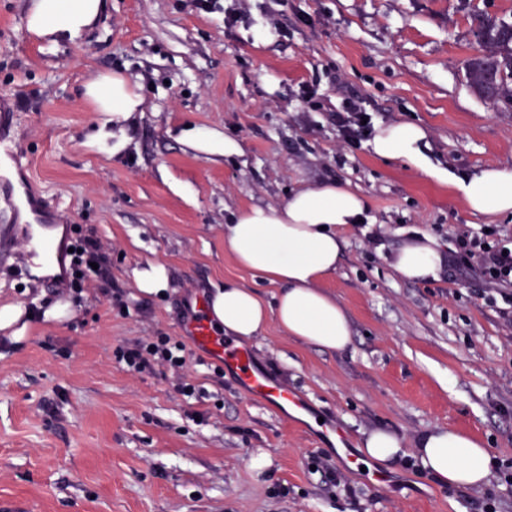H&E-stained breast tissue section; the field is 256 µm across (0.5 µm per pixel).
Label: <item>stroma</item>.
Returning a JSON list of instances; mask_svg holds the SVG:
<instances>
[{"label": "stroma", "mask_w": 512, "mask_h": 512, "mask_svg": "<svg viewBox=\"0 0 512 512\" xmlns=\"http://www.w3.org/2000/svg\"><path fill=\"white\" fill-rule=\"evenodd\" d=\"M242 2L250 21L229 29L193 0H110L81 42L51 51L26 30L29 0H0V101L26 160L6 176L15 196L48 200L100 239L111 266L108 284L76 298L64 281L34 275L24 255L0 264V305L61 300L74 312L30 319L19 342L0 330V512H472L489 493L512 512V490L498 482L447 488L414 461L419 437L438 427L512 458V325L485 305L478 277L405 281L386 260L405 230L447 250L486 218L402 162L343 150L329 119L357 92L377 124L424 128L442 169L511 165L512 110L474 94L464 62L478 49L474 14L512 20V0ZM112 73L141 79L145 113L134 147L108 159L83 144L94 113L81 90ZM311 82L317 109L297 96ZM186 122L221 128L243 157L213 164L186 150L170 135ZM325 181L367 202L368 222L348 231L326 281L353 343L331 353L273 323L247 341L305 414L253 401L191 344L182 376L117 362L118 346L182 339L187 309L225 281L271 298L225 254L224 226ZM149 261L168 267L163 294L135 285L133 268ZM118 293L128 314L110 306ZM183 381L199 397L181 395ZM378 428L401 438L404 457L362 467L363 435ZM259 454L269 465L256 472ZM317 457L338 481L313 470ZM380 470L382 491L367 478Z\"/></svg>", "instance_id": "obj_1"}]
</instances>
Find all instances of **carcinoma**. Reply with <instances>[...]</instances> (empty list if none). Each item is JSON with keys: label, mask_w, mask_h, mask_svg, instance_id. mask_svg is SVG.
<instances>
[{"label": "carcinoma", "mask_w": 512, "mask_h": 512, "mask_svg": "<svg viewBox=\"0 0 512 512\" xmlns=\"http://www.w3.org/2000/svg\"><path fill=\"white\" fill-rule=\"evenodd\" d=\"M473 25L481 53L466 61V81L479 97L512 108V22L478 13Z\"/></svg>", "instance_id": "1"}]
</instances>
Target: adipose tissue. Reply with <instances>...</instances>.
I'll return each mask as SVG.
<instances>
[{
    "label": "adipose tissue",
    "instance_id": "adipose-tissue-1",
    "mask_svg": "<svg viewBox=\"0 0 512 512\" xmlns=\"http://www.w3.org/2000/svg\"><path fill=\"white\" fill-rule=\"evenodd\" d=\"M108 7V0H31L28 32L56 47L78 42ZM82 95L93 106L86 146L112 157L134 144L131 126L143 99L137 85L120 74L86 82ZM174 139L207 161L242 156L240 143L215 127L185 124ZM426 133L412 123L387 124L369 142L386 160H401L428 178L448 181L469 210L486 216L512 214V165H497L463 175H448L432 166L423 152ZM366 219L364 198L341 184L325 182L294 191L275 206H253L235 214L224 227V251L236 263L274 286L272 300L235 281L225 282L210 297L209 316L217 329L249 339L276 322L291 337L326 351H342L352 341L350 319L328 292L325 281L338 269L347 241L345 232ZM445 262L439 242L414 230L390 252V265L407 281L437 278ZM416 456L437 482L456 489H482L494 474L493 458L476 437L440 427L420 436Z\"/></svg>",
    "mask_w": 512,
    "mask_h": 512
}]
</instances>
